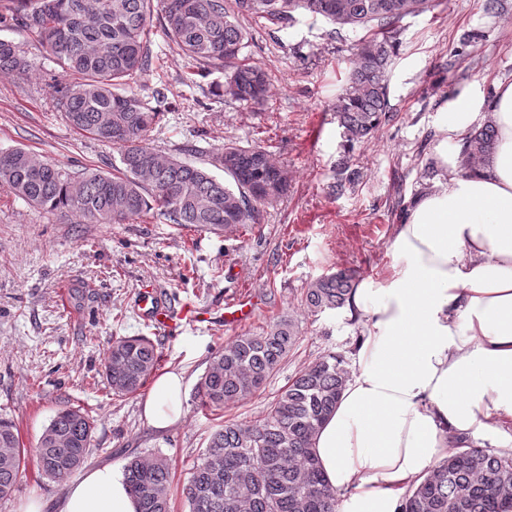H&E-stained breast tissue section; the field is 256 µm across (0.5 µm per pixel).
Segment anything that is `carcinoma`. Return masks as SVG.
Here are the masks:
<instances>
[{
    "label": "carcinoma",
    "mask_w": 512,
    "mask_h": 512,
    "mask_svg": "<svg viewBox=\"0 0 512 512\" xmlns=\"http://www.w3.org/2000/svg\"><path fill=\"white\" fill-rule=\"evenodd\" d=\"M437 6V0H0V26L35 36L52 62L75 76L54 86L62 120L120 154V165L105 172L73 170L24 146L1 148L0 186L33 208L74 213L94 224L151 216L178 226L246 231L259 223L262 207L287 194L288 172L262 146L227 143L206 152L199 166L181 158L193 148L174 156L148 144L160 112L134 85L152 69L153 25L185 60V86L196 87L199 79L220 72L224 82L214 84V92L246 106L264 103L269 77L246 62L253 33L243 21L278 32L301 13L326 20L338 34L363 33L333 106L351 149L394 118L387 75L399 24ZM33 69L18 43L0 39V74L24 81ZM495 140L490 121L470 131L462 171L482 161ZM358 179V171L342 169L336 191L354 187ZM356 282L357 272L349 268L322 275L308 285L304 304L313 313L341 309ZM298 336L295 321L284 318L217 350L198 385L200 406L217 411L254 396ZM159 358L146 336L114 339L103 378L113 395H135ZM349 375L343 356L326 354L295 374L262 420L219 425L183 488L188 512H337L311 442ZM94 430V419L81 409L58 410L38 439L39 470L67 479L87 461ZM25 466L15 425L0 418V500L11 497ZM124 477L139 512H170L167 457L135 456L125 464ZM507 504L512 505V452L453 448L408 492L402 512H504Z\"/></svg>",
    "instance_id": "obj_1"
}]
</instances>
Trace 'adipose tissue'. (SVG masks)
<instances>
[{
  "mask_svg": "<svg viewBox=\"0 0 512 512\" xmlns=\"http://www.w3.org/2000/svg\"><path fill=\"white\" fill-rule=\"evenodd\" d=\"M493 151L459 173L462 141L483 119ZM438 160L449 177L418 196L394 228L378 288H354L360 327L350 376L313 452L341 512H401L405 495L449 449L474 434L512 447V82L492 98L457 91L437 123ZM183 372L156 377L143 406L167 431L184 416ZM55 512H138L123 474L85 469Z\"/></svg>",
  "mask_w": 512,
  "mask_h": 512,
  "instance_id": "1",
  "label": "adipose tissue"
}]
</instances>
